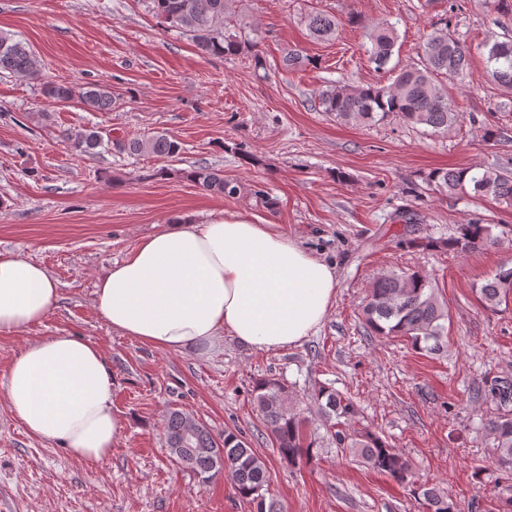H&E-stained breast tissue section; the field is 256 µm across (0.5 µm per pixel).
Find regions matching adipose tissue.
<instances>
[{
  "label": "adipose tissue",
  "instance_id": "adipose-tissue-1",
  "mask_svg": "<svg viewBox=\"0 0 512 512\" xmlns=\"http://www.w3.org/2000/svg\"><path fill=\"white\" fill-rule=\"evenodd\" d=\"M336 287L335 270L284 231L234 216L200 224L178 215L114 263L95 296L112 329L146 344L182 352L228 334L273 351L301 344L323 323ZM58 299L43 266L0 253V333L42 322ZM112 387L98 347L57 335L29 343L0 392L31 436L96 464L121 432Z\"/></svg>",
  "mask_w": 512,
  "mask_h": 512
}]
</instances>
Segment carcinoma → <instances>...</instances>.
I'll use <instances>...</instances> for the list:
<instances>
[{
  "instance_id": "1",
  "label": "carcinoma",
  "mask_w": 512,
  "mask_h": 512,
  "mask_svg": "<svg viewBox=\"0 0 512 512\" xmlns=\"http://www.w3.org/2000/svg\"><path fill=\"white\" fill-rule=\"evenodd\" d=\"M152 11L160 23L192 37L201 53L207 56L237 55L242 50L239 36L224 26V14L231 0H150ZM340 25L334 15L314 13L307 17L310 34L318 40H329ZM371 47L368 57L376 68L383 69L393 55L397 39L392 25H377L367 34ZM487 63L492 75L512 88V40H495L487 44ZM468 66V47L448 36L447 29L436 28L428 35L422 49L419 67H403L386 88L372 85L352 86L338 81L317 91L323 111L344 123L370 125L395 116L411 125H423L442 133L460 122L461 115L452 109L448 86L439 82L443 75L452 80L464 74ZM41 64L24 42L0 31V74L22 78L39 77ZM42 93L60 104L79 101L87 109L110 111L116 104L112 90L99 85L76 88L67 82H47ZM70 148L89 156L106 144L130 156L174 158L179 143L164 134L114 138L96 130L74 137L65 136ZM183 175L213 194L234 198L240 192L238 183L224 173L209 167H198ZM427 184L450 196L473 195L512 205V172L495 168H442L430 172ZM497 242L491 226L475 219L458 227L457 236L446 242L427 238L417 242L424 248L448 247L459 254L475 251ZM482 306L496 311L512 301V266H502L495 276L479 289ZM367 330L377 336H402L412 346L427 353L442 347L447 335L448 311L439 302L432 279L417 271L383 274L373 281L362 308ZM477 392L494 401L496 412L483 423L491 440L493 466L488 477L493 482L490 500L471 502L474 512H512V376L486 375ZM254 403L266 422L281 458L294 462L310 454L303 419L288 410V388L276 379H260L254 388ZM315 399L325 400L322 410L328 415L350 419L355 414L351 401L333 390L322 389ZM171 454L183 466L209 479L223 474L231 479L241 498L254 506L253 512H283L278 502L266 499L269 471L239 433L227 431L217 443L207 427L193 415L173 410L165 423ZM341 453L356 457L365 467L383 473L394 481L416 486L427 512H457V505L436 487L417 483L406 458L377 433L364 430L351 436L338 428L333 434Z\"/></svg>"
}]
</instances>
